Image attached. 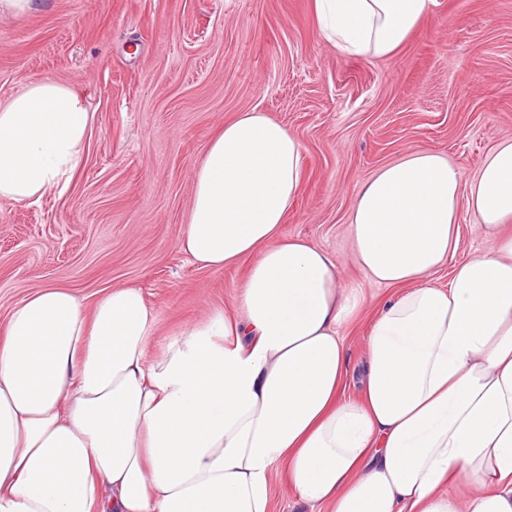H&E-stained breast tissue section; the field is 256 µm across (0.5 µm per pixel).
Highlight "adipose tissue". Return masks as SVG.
I'll list each match as a JSON object with an SVG mask.
<instances>
[{
	"instance_id": "1",
	"label": "adipose tissue",
	"mask_w": 512,
	"mask_h": 512,
	"mask_svg": "<svg viewBox=\"0 0 512 512\" xmlns=\"http://www.w3.org/2000/svg\"><path fill=\"white\" fill-rule=\"evenodd\" d=\"M435 0H314L341 52H397ZM79 87L29 84L0 104V199L65 188L91 134ZM303 146L257 112L225 122L194 175L181 250L254 262L234 315L216 310L157 357L139 287L85 308L48 286L0 321V512H274L280 468L315 512H512V142L477 178L419 152L383 167L349 224L368 281L396 286L370 329L362 395L342 396L360 285L280 234ZM493 250L427 277L458 248L460 210Z\"/></svg>"
}]
</instances>
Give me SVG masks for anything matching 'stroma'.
<instances>
[{
  "label": "stroma",
  "mask_w": 512,
  "mask_h": 512,
  "mask_svg": "<svg viewBox=\"0 0 512 512\" xmlns=\"http://www.w3.org/2000/svg\"><path fill=\"white\" fill-rule=\"evenodd\" d=\"M50 79L87 93L90 139L64 191L0 201V319L48 285L92 306L139 286L159 352L212 310L233 311L250 260L195 265L180 249L192 174L224 123L261 112L302 143L303 178L281 234L333 254L366 285L343 329L347 398L391 286L366 284L349 237L354 200L384 166L432 151L472 181L512 140V0H437L396 53L348 55L319 35L313 0H41L0 16V101ZM458 249L429 282L494 239L460 211Z\"/></svg>",
  "instance_id": "35a3bbf8"
}]
</instances>
